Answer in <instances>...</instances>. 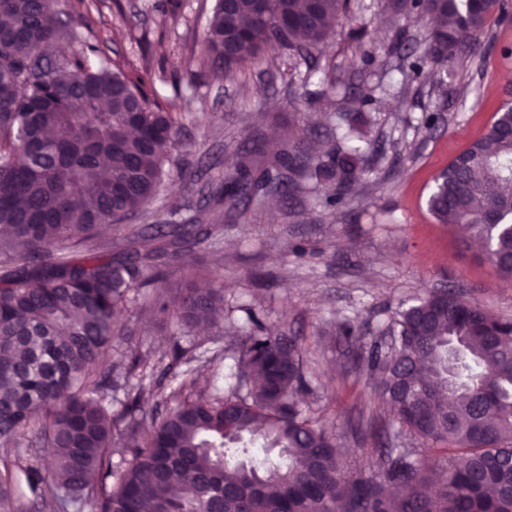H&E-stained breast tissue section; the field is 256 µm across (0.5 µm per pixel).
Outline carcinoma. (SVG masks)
I'll return each instance as SVG.
<instances>
[{
	"label": "carcinoma",
	"instance_id": "carcinoma-1",
	"mask_svg": "<svg viewBox=\"0 0 512 512\" xmlns=\"http://www.w3.org/2000/svg\"><path fill=\"white\" fill-rule=\"evenodd\" d=\"M350 0H216L200 44L217 78L268 51L311 63ZM498 0H383L382 9L433 25L408 68L480 51ZM374 19L351 30L362 68L378 59ZM44 0H0V498L17 483L42 512H512V317L497 316L452 287L402 302L370 345L344 322L336 344L366 372L368 400L423 448L376 449L353 479L343 475L335 434L304 402L316 392L294 336L257 330L236 357L243 397L206 396L197 369L176 371L173 408L147 419L143 384L118 412L106 402L112 370L100 359L120 335L129 295L172 275L167 261L190 246L217 244L230 211L314 193L337 210L377 178L385 146L368 138L363 112H339L344 128L314 151L306 130L270 153L255 141L209 204L181 224L132 223L170 177L179 122L151 101L142 75L94 68L88 57L51 52L69 35ZM512 104L435 179L428 207L442 224L467 226L512 278ZM125 227L119 249L98 237ZM204 289L160 294L176 325L213 324L224 314L217 273ZM119 440L132 459L112 462ZM48 445V457L21 453ZM445 464L429 480L420 455Z\"/></svg>",
	"mask_w": 512,
	"mask_h": 512
}]
</instances>
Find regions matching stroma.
Listing matches in <instances>:
<instances>
[{
  "mask_svg": "<svg viewBox=\"0 0 512 512\" xmlns=\"http://www.w3.org/2000/svg\"><path fill=\"white\" fill-rule=\"evenodd\" d=\"M157 0H52L57 12L82 10L77 35L63 43L73 54L96 45L92 66L122 65L149 73L146 89L167 111L180 114L187 151L182 172L173 174L157 202L161 215L185 219L203 203L211 180L223 176L238 150L255 133L270 147L307 127L317 143L328 138L327 114L365 109L370 137L385 143L376 184L362 189L336 211L312 197L277 200L224 227L218 247L191 248L173 258L176 276L162 291L176 294L204 269L224 276L226 316L205 330L176 331L149 307L127 309L131 333L112 344L107 362L127 363L134 353L158 363L172 347L185 350L202 382L226 388L234 367L231 354L249 330L246 308L266 327L299 336L314 374V410L323 412L351 463L371 458L387 440L384 425L354 433L352 424L366 403L365 375L354 369L334 339L338 323L353 321L368 343L400 302L453 285L467 299L512 316V279L502 276L465 232L439 223L427 200L434 178L471 142L484 135L503 102L512 99V21L492 17L480 37L485 57L459 54L447 64L427 61L419 78L405 79L407 63L393 55L359 71L348 36L358 11L336 22L320 57L335 86L320 83L307 65L289 66L284 53L267 52L246 62L230 79L201 70L192 52L212 16L215 0H183L182 15L160 14ZM379 86L374 102L360 105L357 87ZM313 91L311 103L294 101L300 87ZM437 112L436 131L425 130V115Z\"/></svg>",
  "mask_w": 512,
  "mask_h": 512,
  "instance_id": "35a3bbf8",
  "label": "stroma"
}]
</instances>
